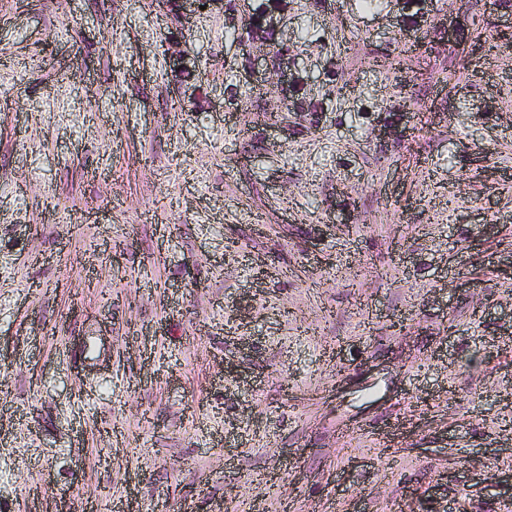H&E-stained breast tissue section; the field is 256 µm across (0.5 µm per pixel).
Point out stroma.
Masks as SVG:
<instances>
[{"instance_id":"35a3bbf8","label":"stroma","mask_w":512,"mask_h":512,"mask_svg":"<svg viewBox=\"0 0 512 512\" xmlns=\"http://www.w3.org/2000/svg\"><path fill=\"white\" fill-rule=\"evenodd\" d=\"M258 4L0 0V512H512V0Z\"/></svg>"}]
</instances>
